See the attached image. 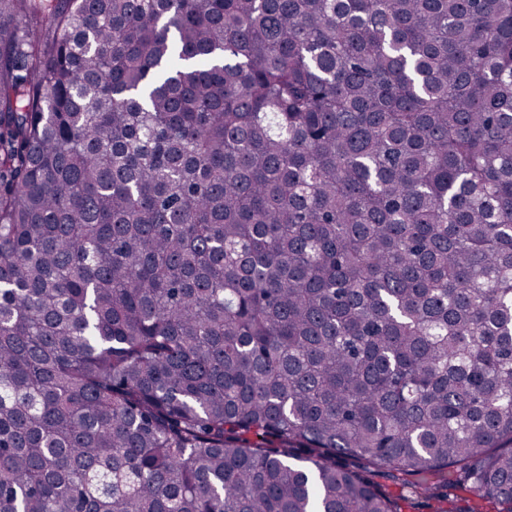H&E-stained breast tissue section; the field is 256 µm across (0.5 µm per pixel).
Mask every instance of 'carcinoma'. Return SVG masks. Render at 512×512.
<instances>
[{
  "label": "carcinoma",
  "mask_w": 512,
  "mask_h": 512,
  "mask_svg": "<svg viewBox=\"0 0 512 512\" xmlns=\"http://www.w3.org/2000/svg\"><path fill=\"white\" fill-rule=\"evenodd\" d=\"M512 512V0H0V512Z\"/></svg>",
  "instance_id": "obj_1"
}]
</instances>
